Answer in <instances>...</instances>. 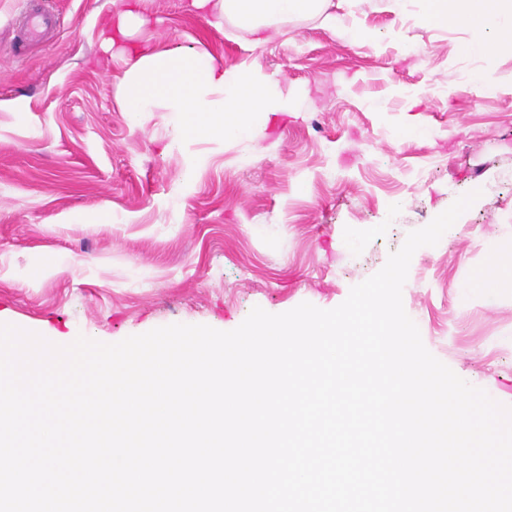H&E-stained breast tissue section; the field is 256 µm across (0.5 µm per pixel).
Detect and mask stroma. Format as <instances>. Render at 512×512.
Wrapping results in <instances>:
<instances>
[{
  "mask_svg": "<svg viewBox=\"0 0 512 512\" xmlns=\"http://www.w3.org/2000/svg\"><path fill=\"white\" fill-rule=\"evenodd\" d=\"M188 2L144 0L139 48L200 42L218 64L252 62L297 111L260 119L249 139L172 143V115L135 128L121 109L127 60L100 48L111 0H0V101L15 106L0 111V323L116 343L173 323L230 331L256 306L332 309L477 190L454 232L414 253L403 305L438 360L512 406V282L467 286L489 254L512 263V53L462 55L463 24L421 23L422 0L405 25L382 0L337 7L370 43L308 19L258 48ZM37 3L55 35L20 41ZM485 68L495 93L464 90ZM95 213L104 221L85 222Z\"/></svg>",
  "mask_w": 512,
  "mask_h": 512,
  "instance_id": "35a3bbf8",
  "label": "stroma"
}]
</instances>
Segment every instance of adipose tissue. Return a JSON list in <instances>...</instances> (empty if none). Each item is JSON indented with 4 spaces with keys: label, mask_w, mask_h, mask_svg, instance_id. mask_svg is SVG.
I'll return each instance as SVG.
<instances>
[{
    "label": "adipose tissue",
    "mask_w": 512,
    "mask_h": 512,
    "mask_svg": "<svg viewBox=\"0 0 512 512\" xmlns=\"http://www.w3.org/2000/svg\"><path fill=\"white\" fill-rule=\"evenodd\" d=\"M143 0H112L113 10L101 33L105 51L127 56L129 66L118 87V99L131 125L150 112L175 116L177 142H230L252 137L259 116L295 111L273 83L259 79L242 61L217 65L200 45L138 50L136 34L148 25ZM424 21L435 26L463 22L468 37L460 50L483 59L512 50V0H425ZM332 0H191L193 9L212 16L214 28L247 32L253 46L264 45L269 31L287 33L289 21L318 19L320 27L360 43L370 32L339 23Z\"/></svg>",
    "instance_id": "1"
}]
</instances>
